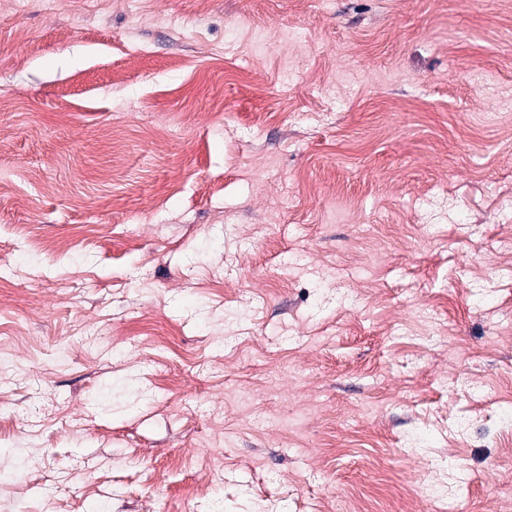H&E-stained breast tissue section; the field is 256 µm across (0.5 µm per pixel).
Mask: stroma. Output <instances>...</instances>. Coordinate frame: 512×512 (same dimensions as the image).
<instances>
[{"instance_id": "35a3bbf8", "label": "stroma", "mask_w": 512, "mask_h": 512, "mask_svg": "<svg viewBox=\"0 0 512 512\" xmlns=\"http://www.w3.org/2000/svg\"><path fill=\"white\" fill-rule=\"evenodd\" d=\"M0 512L512 498V0H0Z\"/></svg>"}]
</instances>
